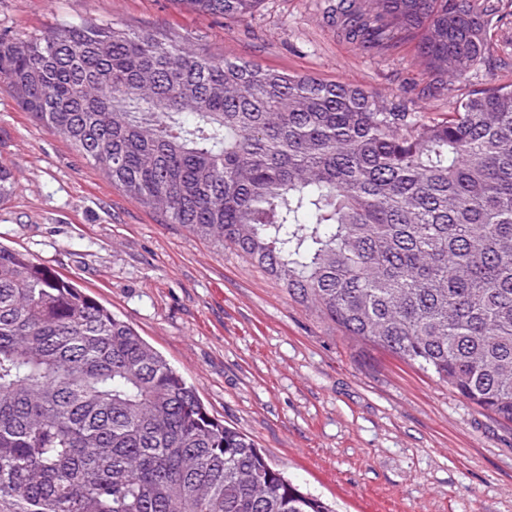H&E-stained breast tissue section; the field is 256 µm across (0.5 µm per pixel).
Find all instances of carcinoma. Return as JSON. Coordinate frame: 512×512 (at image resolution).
Wrapping results in <instances>:
<instances>
[{"label": "carcinoma", "instance_id": "carcinoma-1", "mask_svg": "<svg viewBox=\"0 0 512 512\" xmlns=\"http://www.w3.org/2000/svg\"><path fill=\"white\" fill-rule=\"evenodd\" d=\"M245 20L262 0H174ZM486 0H336L359 48L416 43L439 88ZM0 82L173 224L233 246L347 335L512 422V85L441 121L151 31L0 34ZM0 163V201L14 188ZM0 512H333L212 417L126 321L0 246Z\"/></svg>", "mask_w": 512, "mask_h": 512}]
</instances>
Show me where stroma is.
Returning a JSON list of instances; mask_svg holds the SVG:
<instances>
[{
	"label": "stroma",
	"mask_w": 512,
	"mask_h": 512,
	"mask_svg": "<svg viewBox=\"0 0 512 512\" xmlns=\"http://www.w3.org/2000/svg\"><path fill=\"white\" fill-rule=\"evenodd\" d=\"M481 60L450 90L413 46L365 53L324 0H262L234 22L172 0H0V33L118 22L198 51L358 85L440 120L460 99L512 83V0H492ZM0 245L70 277L156 348L211 415L336 512H512V424L386 349L347 336L232 246L128 199L0 84Z\"/></svg>",
	"instance_id": "1"
}]
</instances>
